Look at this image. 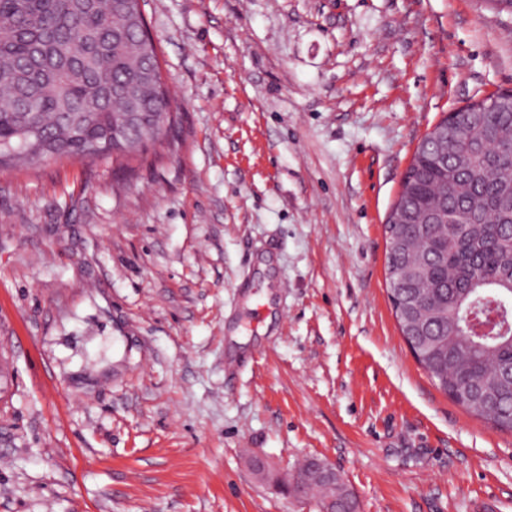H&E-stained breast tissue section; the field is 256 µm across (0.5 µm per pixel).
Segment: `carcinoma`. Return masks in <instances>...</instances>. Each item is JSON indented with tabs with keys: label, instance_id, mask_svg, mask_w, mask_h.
I'll return each instance as SVG.
<instances>
[{
	"label": "carcinoma",
	"instance_id": "obj_1",
	"mask_svg": "<svg viewBox=\"0 0 512 512\" xmlns=\"http://www.w3.org/2000/svg\"><path fill=\"white\" fill-rule=\"evenodd\" d=\"M138 0H0V170L63 158H132L173 124ZM134 92L144 121L112 136ZM416 149L386 232L387 291L416 361L457 405L512 433V327L477 339L468 314L493 303L512 324V94L442 119ZM288 491L323 512L357 500L313 460Z\"/></svg>",
	"mask_w": 512,
	"mask_h": 512
}]
</instances>
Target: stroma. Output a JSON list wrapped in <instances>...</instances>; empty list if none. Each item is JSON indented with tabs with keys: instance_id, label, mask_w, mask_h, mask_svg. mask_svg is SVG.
I'll use <instances>...</instances> for the list:
<instances>
[{
	"instance_id": "1",
	"label": "stroma",
	"mask_w": 512,
	"mask_h": 512,
	"mask_svg": "<svg viewBox=\"0 0 512 512\" xmlns=\"http://www.w3.org/2000/svg\"><path fill=\"white\" fill-rule=\"evenodd\" d=\"M152 162L0 172V512H512V433L404 341L385 225L425 135L512 90L496 0H143ZM288 491L299 495L316 491L324 512H357L355 496L341 484L337 474L335 479L330 470L313 460L306 461L288 478Z\"/></svg>"
}]
</instances>
